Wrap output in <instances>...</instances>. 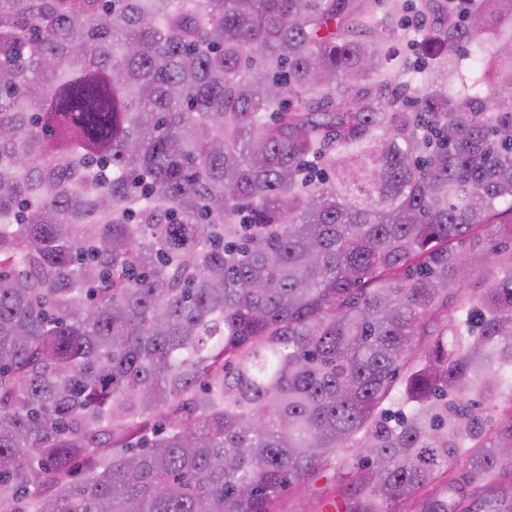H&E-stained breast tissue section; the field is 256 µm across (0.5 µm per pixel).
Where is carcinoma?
Listing matches in <instances>:
<instances>
[{
    "label": "carcinoma",
    "instance_id": "1",
    "mask_svg": "<svg viewBox=\"0 0 512 512\" xmlns=\"http://www.w3.org/2000/svg\"><path fill=\"white\" fill-rule=\"evenodd\" d=\"M502 206L512 0H0V512H502ZM333 473V470H328L309 490L302 494L295 489L286 490L278 502L279 512H336L329 500L335 498L339 501L336 495L355 498L356 474L349 469L341 470L338 473L336 470L334 479ZM454 472L456 476L455 497L458 505L457 512H478L480 497L474 495L472 488L465 483L463 470L461 468H456Z\"/></svg>",
    "mask_w": 512,
    "mask_h": 512
}]
</instances>
